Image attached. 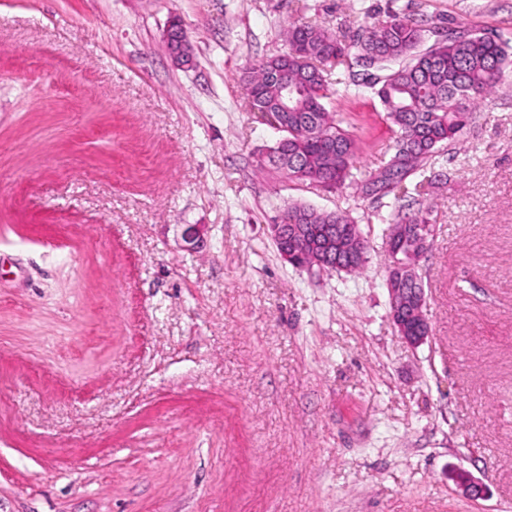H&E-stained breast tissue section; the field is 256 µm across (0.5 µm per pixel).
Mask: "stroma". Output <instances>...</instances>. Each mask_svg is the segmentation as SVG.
<instances>
[{"mask_svg": "<svg viewBox=\"0 0 512 512\" xmlns=\"http://www.w3.org/2000/svg\"><path fill=\"white\" fill-rule=\"evenodd\" d=\"M395 12L512 36V0H0V512H512V77L416 173V348L384 201L270 169L247 106L289 20ZM329 108L378 172V101ZM296 202L350 210L362 273L281 259ZM183 34L182 26L178 21H173L166 33L168 53L175 63L181 66L190 65L192 62V56L188 53V51L191 52V46L187 42L185 44Z\"/></svg>", "mask_w": 512, "mask_h": 512, "instance_id": "obj_1", "label": "stroma"}]
</instances>
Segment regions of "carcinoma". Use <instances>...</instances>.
<instances>
[{
    "label": "carcinoma",
    "mask_w": 512,
    "mask_h": 512,
    "mask_svg": "<svg viewBox=\"0 0 512 512\" xmlns=\"http://www.w3.org/2000/svg\"><path fill=\"white\" fill-rule=\"evenodd\" d=\"M438 33L433 19L415 13L396 12L381 24L355 30L293 21L286 55L299 50L302 55L288 72L296 87L288 107L268 75L279 56L261 60L244 75L250 111L272 113L282 133L268 162L298 181L393 196L397 206L388 223L395 226L396 245L403 249L415 247L420 225L430 221V209L420 207L425 185L409 177L457 143L475 122L482 102L512 76L511 39L452 30L440 40ZM328 65L341 77L331 80ZM337 84L371 90L389 134L388 160L377 175L361 182L353 175L357 139L328 109ZM286 210L288 223L306 226L314 241L324 225L344 226L345 235L324 259V270L358 273L365 268L370 248L360 249V242L368 236L350 212L298 203Z\"/></svg>",
    "instance_id": "obj_1"
}]
</instances>
